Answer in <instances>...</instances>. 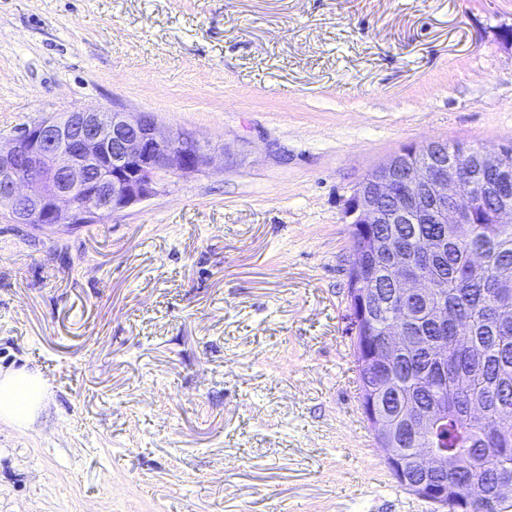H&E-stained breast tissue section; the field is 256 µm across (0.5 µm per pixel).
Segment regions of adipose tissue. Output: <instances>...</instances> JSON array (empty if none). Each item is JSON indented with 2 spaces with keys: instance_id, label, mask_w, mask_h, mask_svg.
I'll list each match as a JSON object with an SVG mask.
<instances>
[{
  "instance_id": "ef3b65f1",
  "label": "adipose tissue",
  "mask_w": 512,
  "mask_h": 512,
  "mask_svg": "<svg viewBox=\"0 0 512 512\" xmlns=\"http://www.w3.org/2000/svg\"><path fill=\"white\" fill-rule=\"evenodd\" d=\"M46 399L45 384L35 373L18 369L0 374V423L27 429Z\"/></svg>"
}]
</instances>
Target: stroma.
<instances>
[{
	"instance_id": "35a3bbf8",
	"label": "stroma",
	"mask_w": 512,
	"mask_h": 512,
	"mask_svg": "<svg viewBox=\"0 0 512 512\" xmlns=\"http://www.w3.org/2000/svg\"><path fill=\"white\" fill-rule=\"evenodd\" d=\"M208 144L96 224L0 210V512H441L360 408L347 203L432 140L512 146V0H0V137L82 109ZM47 399L45 384L33 372L12 370L0 375V422L24 431Z\"/></svg>"
}]
</instances>
